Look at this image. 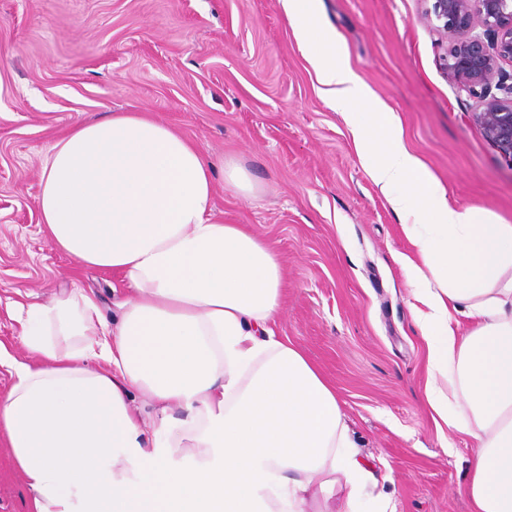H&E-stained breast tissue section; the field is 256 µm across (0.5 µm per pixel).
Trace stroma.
<instances>
[{
	"mask_svg": "<svg viewBox=\"0 0 512 512\" xmlns=\"http://www.w3.org/2000/svg\"><path fill=\"white\" fill-rule=\"evenodd\" d=\"M425 0H320L351 67L400 116L405 143L454 207L512 224V162L456 92ZM144 111L255 190L214 202L283 266L279 336L336 390L367 487L396 512H471L463 492L476 444L438 431L424 397L426 347L411 308V251L360 163L340 111L318 93L280 0H0V344L28 357L17 302L61 289L98 298L105 317L119 276L54 250L36 206L40 172L72 125ZM29 492L0 436V512H28ZM223 168L224 179L226 184L233 188L235 191L243 194L250 193L252 186L250 184L246 170L241 168L234 162H221Z\"/></svg>",
	"mask_w": 512,
	"mask_h": 512,
	"instance_id": "obj_1",
	"label": "stroma"
}]
</instances>
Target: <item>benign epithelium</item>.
<instances>
[{"label":"benign epithelium","instance_id":"1","mask_svg":"<svg viewBox=\"0 0 512 512\" xmlns=\"http://www.w3.org/2000/svg\"><path fill=\"white\" fill-rule=\"evenodd\" d=\"M426 17L449 43L448 81L477 102L475 124L512 162V0H432Z\"/></svg>","mask_w":512,"mask_h":512}]
</instances>
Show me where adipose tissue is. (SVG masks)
Listing matches in <instances>:
<instances>
[{
  "label": "adipose tissue",
  "mask_w": 512,
  "mask_h": 512,
  "mask_svg": "<svg viewBox=\"0 0 512 512\" xmlns=\"http://www.w3.org/2000/svg\"><path fill=\"white\" fill-rule=\"evenodd\" d=\"M281 4L319 94L342 111L361 164L404 220L412 252L399 261L427 350L426 402L436 426L476 442L472 512H512V224L450 206L319 0ZM218 166L144 112L76 124L54 144L36 200L49 242L120 273L127 293L111 320L82 289L16 306L30 357L0 346L13 376L0 434L29 512H313L320 497L336 512H395L365 497L335 389L276 335L282 267L216 215ZM219 167L251 192L243 168ZM136 390L148 409L131 407Z\"/></svg>",
  "instance_id": "ef3b65f1"
}]
</instances>
